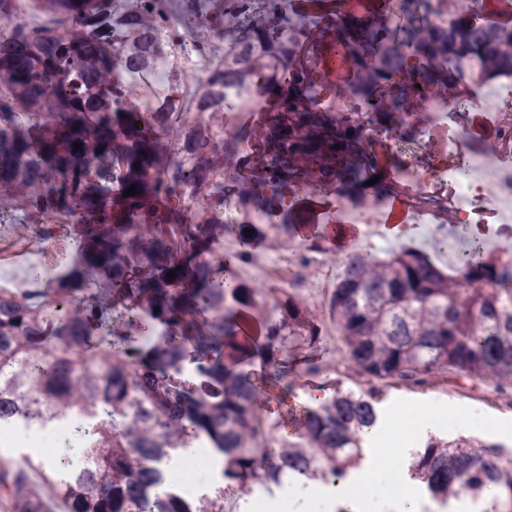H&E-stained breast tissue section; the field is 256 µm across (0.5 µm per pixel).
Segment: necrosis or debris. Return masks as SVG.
<instances>
[{"label":"necrosis or debris","instance_id":"obj_1","mask_svg":"<svg viewBox=\"0 0 512 512\" xmlns=\"http://www.w3.org/2000/svg\"><path fill=\"white\" fill-rule=\"evenodd\" d=\"M239 27L240 20L234 14L225 15L219 28L208 17L201 16L193 20L186 38L166 44L162 53L155 55L148 78L155 94L171 97L176 85L171 70L176 67L189 84L199 93L208 94L211 100L208 111L182 113L179 123L164 126L160 131L162 143L175 142L185 132L202 128L214 136L236 137L239 152L251 153L267 116L277 109L275 97L262 94V87L287 89L291 68L303 60L304 53L291 49L276 65L263 68L260 60L278 45L277 40H263L253 46V61L233 62L234 78L223 87H213L210 69L192 57L190 48L196 44L232 47ZM454 63L464 91L449 94L438 86L429 87L418 97L425 121L416 122L411 111L403 113L405 122L414 127L412 138L383 131L370 139L374 149L388 152L397 161L391 191L406 199L420 224H467L472 217H483V207L489 203L502 213L512 212V166L504 162L505 157L512 155V75L492 68L481 55H463L455 58ZM309 105L320 112L349 116L357 123L366 122L378 109L370 98L353 89L339 92L322 81L318 82ZM452 110L458 113L453 121L448 118ZM475 110L483 112L499 129L494 148L498 163L472 157L465 158L458 168L443 166L438 159L440 150L463 156L468 149L471 128L467 115ZM423 154L431 156L429 166L420 164ZM304 193L328 198L342 222L362 225L367 239H374L383 231L384 205L380 193L374 190L352 198L340 184L325 186L311 179L286 191L283 208H293L297 197ZM317 252V246L303 243L261 265L259 274L267 285V303H274L276 296L300 291L311 298L319 319H328L330 290L336 276L329 263L317 260ZM66 256L67 250L58 235L46 234L39 224L27 225L23 235L0 241V266L23 268L30 278H52Z\"/></svg>","mask_w":512,"mask_h":512}]
</instances>
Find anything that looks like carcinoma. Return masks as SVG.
Masks as SVG:
<instances>
[{
  "instance_id": "carcinoma-1",
  "label": "carcinoma",
  "mask_w": 512,
  "mask_h": 512,
  "mask_svg": "<svg viewBox=\"0 0 512 512\" xmlns=\"http://www.w3.org/2000/svg\"><path fill=\"white\" fill-rule=\"evenodd\" d=\"M40 2L42 19L30 26L15 21L18 0H0V195L20 201L29 221L50 233L59 228L50 219L68 218L72 257L43 287L0 290V430L45 425L75 410L91 423V439L75 472L64 474L40 455L19 472L0 470V499L11 512H52L59 501L67 512H224L245 473L267 488L294 476L343 477L359 456L363 429L380 417L376 393L339 379L329 398L303 412L296 440L260 447L259 390L287 395L296 367L322 370L313 355L300 361L294 354L317 348L319 319L291 293L270 310L251 282L220 287L233 268L252 261L248 250L220 252L224 234L285 246L303 229L301 218L226 224L217 214L190 213L183 197L190 188L271 209L312 174L363 190L386 173L392 161L365 147L364 127L299 100L314 92L313 66L337 59L352 83L383 95L374 130L411 137L413 127L396 124L401 107L419 84L457 83V70L449 60L445 69L416 72L400 54L375 63L374 43L392 37L425 54L437 43L446 51L451 38L436 29L430 42L417 41L431 0H402L404 24L371 27L354 17L322 29L293 68L288 91L262 88L279 98L280 111L254 151L239 157L235 140L194 131L174 150L163 147L155 128L182 111L177 100L146 101L150 122L124 106L140 96L137 73L147 72L158 31L172 41L182 36L163 0H139L129 12L122 0ZM175 2L184 25L200 13L217 27L226 13L243 16L239 46L224 51L235 58L288 24L283 0H263L262 20L252 16L254 0ZM73 26L80 36L58 35ZM470 39L512 71V58L495 50L494 29H473ZM177 153L190 157L191 170ZM231 156L235 170L219 183ZM242 169L253 173L246 184ZM133 185L136 193L124 195ZM336 262L330 310L347 371L369 383L396 378L418 388L448 372L512 402L511 261L492 259L468 240L451 275L414 247ZM172 270L175 277H166ZM257 358L258 378L247 370ZM200 437L221 456V479L186 497L164 468L171 450ZM502 448L478 437L431 438L410 471L444 506L460 496L480 503L493 488L481 512H512V462L503 461ZM142 452L153 458L149 470ZM35 471L43 492L27 482Z\"/></svg>"
}]
</instances>
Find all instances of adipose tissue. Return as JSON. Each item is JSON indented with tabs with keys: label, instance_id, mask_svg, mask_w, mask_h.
I'll return each instance as SVG.
<instances>
[{
	"label": "adipose tissue",
	"instance_id": "1",
	"mask_svg": "<svg viewBox=\"0 0 512 512\" xmlns=\"http://www.w3.org/2000/svg\"><path fill=\"white\" fill-rule=\"evenodd\" d=\"M379 428L362 435V458L347 475L326 484L305 481L288 490L286 512H424L425 502L401 467L381 469Z\"/></svg>",
	"mask_w": 512,
	"mask_h": 512
}]
</instances>
